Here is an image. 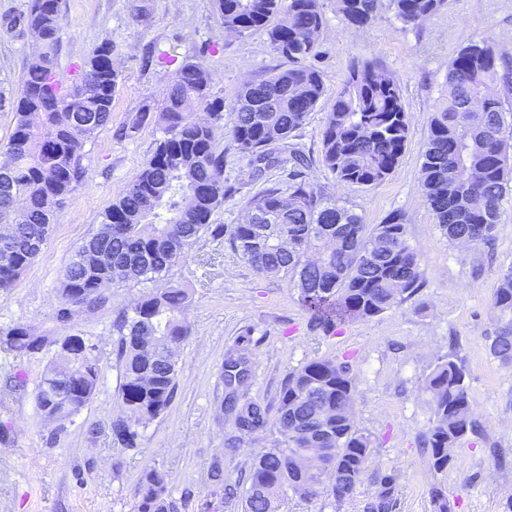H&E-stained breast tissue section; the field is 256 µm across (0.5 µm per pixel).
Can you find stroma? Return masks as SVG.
<instances>
[{"instance_id":"obj_1","label":"stroma","mask_w":512,"mask_h":512,"mask_svg":"<svg viewBox=\"0 0 512 512\" xmlns=\"http://www.w3.org/2000/svg\"><path fill=\"white\" fill-rule=\"evenodd\" d=\"M26 3L0 0V143L13 130L10 103L34 59V39L17 23ZM321 3L327 24L311 63L323 77L326 95L295 137L315 159L307 178L348 201L368 226L403 215L408 241L421 259V288L379 316L348 319L327 333L312 326L288 276L259 274L227 239L206 236L163 278L109 286V304L61 322L62 273L152 156L163 136V92L179 65L208 66L228 121L243 83L287 65L265 33H224L213 0H61L60 79L75 81L82 62L104 43L112 44L122 76L111 124L81 149L84 178L59 207L36 260L13 288L0 289V330L21 325L44 340L34 352L0 350V512H135L134 490L151 469L166 473L180 512H242L240 498H225L224 485H246L255 452L273 446L278 433L271 423L265 432L237 437L235 447H226L234 426L224 412L225 363L244 361L248 378L238 389L240 399L272 415L289 372L333 357L352 367L355 421L373 439L368 467L344 500L291 496L280 512H371L378 478L385 474L395 478L389 512H435L436 484L445 487L450 512H512V367L502 366L487 348L498 321L493 307L498 278L512 267V194L502 202L493 244L465 247L449 243L421 186L422 153L448 64L469 41L487 38L512 65V0H447L418 27L404 25L385 8L364 28L346 24L336 0ZM365 60L398 79L409 136L392 174L362 188L338 182L318 159L325 116L352 63ZM143 111L145 123L132 128ZM217 145L224 150L229 195L212 221L238 224L264 182L252 180L230 137ZM170 285L189 289L193 299L174 399L140 428L137 447L124 448L110 430L121 411L112 323L143 293ZM71 335L93 344L101 371L89 404L58 430L42 419L35 393L59 341ZM451 351L466 369L477 430L450 449L448 468L439 473L422 446L433 417L424 382Z\"/></svg>"}]
</instances>
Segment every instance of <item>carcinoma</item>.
I'll return each mask as SVG.
<instances>
[{
  "label": "carcinoma",
  "instance_id": "1",
  "mask_svg": "<svg viewBox=\"0 0 512 512\" xmlns=\"http://www.w3.org/2000/svg\"><path fill=\"white\" fill-rule=\"evenodd\" d=\"M405 25L420 26L446 0H336L349 24L368 27L382 2ZM224 30L266 33L288 67L259 82L241 86L229 131L239 153L249 159L250 177L291 162L288 188L264 187L246 205L245 221L233 225L229 242L263 275L290 278L312 324L325 332L336 321L368 319L385 313L420 286V256L410 245L403 217L391 216L369 229L353 208L339 203L306 179L312 159L292 143L326 95L321 73L307 61L315 56L326 20L321 0H214ZM61 0H28L24 27L36 33L37 59L13 101L15 125L0 153V288L14 286L44 246L56 209L83 176L79 152L112 120L120 73L113 47L101 45L80 67L78 79L62 85L56 72ZM470 43L448 64L447 92L433 113L421 171L425 198L452 244L475 234L491 242L503 199L512 191V122L505 120L500 89L512 83V70L489 39ZM211 74L201 62L179 66L165 94L164 136L153 155L105 210L102 224L112 232L93 234L76 250L61 277L63 301L86 310L105 305L103 286L138 283L168 271L204 235L224 237V225L211 223L224 205V151L217 140L224 129V99L211 91ZM478 99L481 115L471 111ZM409 123L397 80L368 62H355L336 93L320 132L322 164L342 183L370 187L396 168L405 149ZM289 158H284V155ZM38 236L39 248L28 246ZM93 247L98 257L87 256ZM192 296L170 285L142 294L113 322L119 336V398L123 415L112 420L115 440L137 444L138 428L170 405L178 350L188 335ZM498 326L488 350L512 366V268L503 272L494 294ZM59 350L39 384L36 404L44 421L63 426L81 412L97 387L98 360L83 337ZM43 339L16 326L0 336V347L27 353ZM225 382H245L242 361L225 365ZM354 377L338 359H314L290 372L281 391L276 424L281 442L255 455L244 490V512H278L287 492L302 498L330 495L337 501L361 483L372 454L369 434L353 416ZM434 419L424 440L433 467H448V450L475 432L466 372L456 355L440 359L425 378ZM227 410L242 434L265 431L267 413L259 405L231 399ZM394 477L380 478L372 512H388ZM136 512H180L165 474L145 472L136 491Z\"/></svg>",
  "mask_w": 512,
  "mask_h": 512
}]
</instances>
